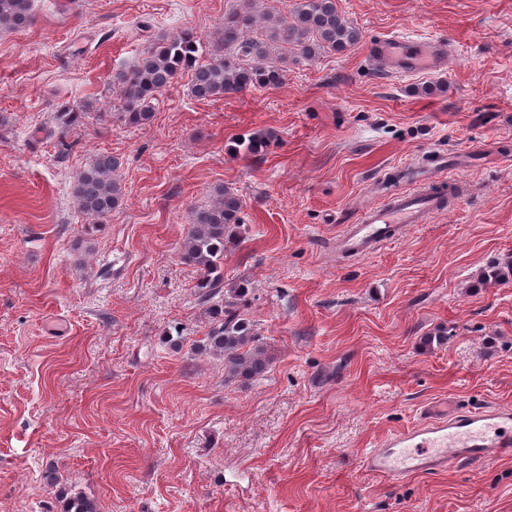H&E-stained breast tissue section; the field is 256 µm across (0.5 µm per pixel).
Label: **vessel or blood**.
I'll list each match as a JSON object with an SVG mask.
<instances>
[{"instance_id":"1","label":"vessel or blood","mask_w":512,"mask_h":512,"mask_svg":"<svg viewBox=\"0 0 512 512\" xmlns=\"http://www.w3.org/2000/svg\"><path fill=\"white\" fill-rule=\"evenodd\" d=\"M367 57L392 77L439 72L448 62V44L439 38L390 35L372 41ZM403 173L408 183L405 190L381 195L379 203L362 208L357 221L346 226L339 239L343 252L353 257L369 255L397 240L409 225L424 223L442 209L441 183L409 164ZM511 456L512 407L465 406L438 398L422 407L415 425L368 450L362 466L397 482L462 463L481 464Z\"/></svg>"}]
</instances>
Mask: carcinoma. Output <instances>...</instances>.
<instances>
[{
  "mask_svg": "<svg viewBox=\"0 0 512 512\" xmlns=\"http://www.w3.org/2000/svg\"><path fill=\"white\" fill-rule=\"evenodd\" d=\"M33 21V0H0V31H16ZM362 39L361 31L345 20L336 0H296L290 17L258 15L253 0L224 15L223 39L215 44L217 57L203 63V46L194 32L184 29L162 35L130 69L116 74L121 108L112 113L120 127L140 126L154 117L153 103L181 74L191 72V92L200 99L222 98L250 88H270L283 80L285 57L272 49L288 51L306 60L328 52H344ZM262 134L241 138L235 151L257 155L267 147ZM119 161L100 153L78 172L73 197L79 211L95 224H103L123 201L124 189L116 175ZM243 202L234 189H215L209 204L191 210V223L179 246L182 263L197 269L198 303L210 314L213 325L202 350L224 358L230 378L263 376L269 366L265 348L258 344L250 321L224 297V248L239 237ZM63 512H96L95 505L79 494L65 498Z\"/></svg>",
  "mask_w": 512,
  "mask_h": 512,
  "instance_id": "carcinoma-1",
  "label": "carcinoma"
}]
</instances>
